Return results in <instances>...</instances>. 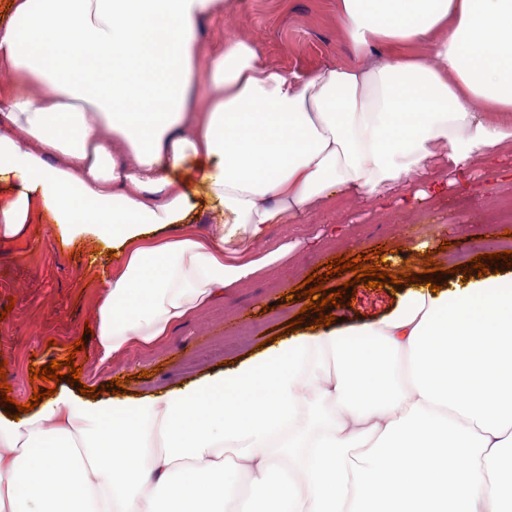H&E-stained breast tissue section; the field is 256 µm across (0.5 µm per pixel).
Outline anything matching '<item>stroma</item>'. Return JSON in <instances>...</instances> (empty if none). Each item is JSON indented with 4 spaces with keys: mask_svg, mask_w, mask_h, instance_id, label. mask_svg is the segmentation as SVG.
I'll return each instance as SVG.
<instances>
[{
    "mask_svg": "<svg viewBox=\"0 0 512 512\" xmlns=\"http://www.w3.org/2000/svg\"><path fill=\"white\" fill-rule=\"evenodd\" d=\"M339 0H230L227 9L206 18L198 30V91H207V61L224 47L227 34L255 43L268 62L301 76L327 65H350L357 56L338 15ZM392 191L383 203L337 196L317 204L302 220L270 225L252 243L262 256L282 242L292 243L287 260L239 283L224 299L200 308L190 324L177 327L149 348L102 361L94 321L102 295V274L115 260L97 239H64L48 217H35L22 238L0 242V362L10 396L28 403L44 388L31 369L50 360L73 358L80 379L90 387L118 383L125 395L143 396L179 386L223 367L226 361L260 351L267 338L287 336L308 297H292L311 274H323L329 261L368 255L380 248V270L422 272L426 261L444 269L470 267L475 256L512 251V218L499 217L512 203V140L500 147L495 170L475 161L449 187L415 209H404ZM428 242L429 254L412 253L409 243ZM404 286L365 288L357 284L352 305L329 307L346 324L368 323L389 315ZM85 348L68 351L75 341Z\"/></svg>",
    "mask_w": 512,
    "mask_h": 512,
    "instance_id": "obj_1",
    "label": "stroma"
}]
</instances>
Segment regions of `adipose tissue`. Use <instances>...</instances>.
Instances as JSON below:
<instances>
[{
	"label": "adipose tissue",
	"mask_w": 512,
	"mask_h": 512,
	"mask_svg": "<svg viewBox=\"0 0 512 512\" xmlns=\"http://www.w3.org/2000/svg\"><path fill=\"white\" fill-rule=\"evenodd\" d=\"M221 8L13 0L0 26V241L45 214L117 254L102 360L286 258L250 257L269 225L335 195L417 206L448 187L411 182L437 149L457 174L512 140V0H340L364 61L306 77L226 37L199 108L197 30ZM0 512H512V273L414 282L379 321L152 395L0 411Z\"/></svg>",
	"instance_id": "ef3b65f1"
}]
</instances>
